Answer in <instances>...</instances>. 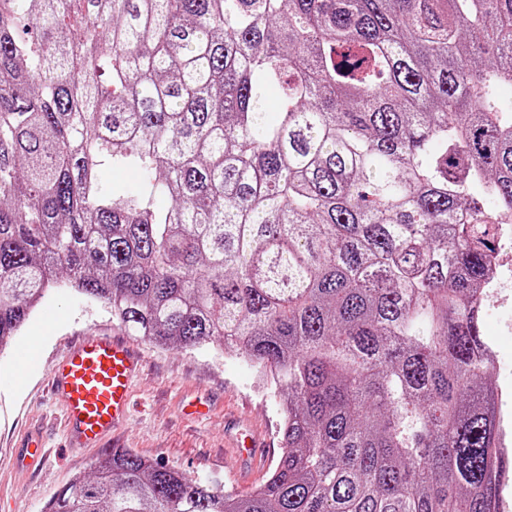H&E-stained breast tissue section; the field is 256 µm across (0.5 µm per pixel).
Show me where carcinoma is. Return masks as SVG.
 Wrapping results in <instances>:
<instances>
[{"mask_svg":"<svg viewBox=\"0 0 512 512\" xmlns=\"http://www.w3.org/2000/svg\"><path fill=\"white\" fill-rule=\"evenodd\" d=\"M505 86L512 0H0V351L62 278L283 394L250 493L114 448L47 512H501ZM504 253L498 251L492 257L493 275L488 285L491 288L489 298L498 297L499 300L507 295V300L499 302L498 306H492L496 299H488L485 302L482 312L481 331L484 340L493 345L497 340H501L506 347H510V337L512 336V282L509 288H504L502 297H499L498 288L504 287L507 282L511 281L512 273L506 268L503 262Z\"/></svg>","mask_w":512,"mask_h":512,"instance_id":"1","label":"carcinoma"}]
</instances>
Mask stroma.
Instances as JSON below:
<instances>
[{"mask_svg":"<svg viewBox=\"0 0 512 512\" xmlns=\"http://www.w3.org/2000/svg\"><path fill=\"white\" fill-rule=\"evenodd\" d=\"M506 301L485 304L481 331L487 343L512 341V287ZM123 328L104 303L74 290H54L0 353V374L12 370L15 349L33 345L37 366L9 389H0V512H45L48 500L75 477L90 475L102 452L126 448L152 461L175 466L226 492L244 494L267 480L277 457L237 468L224 461V445L239 416H249L272 448H279L283 396L257 365L243 364L217 345L161 349L135 346L144 360L132 394L130 421L96 448L72 450L47 377L65 350L80 337L119 334ZM44 436L47 460L19 468L13 453L31 432Z\"/></svg>","mask_w":512,"mask_h":512,"instance_id":"obj_1","label":"stroma"}]
</instances>
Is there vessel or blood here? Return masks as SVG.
Returning a JSON list of instances; mask_svg holds the SVG:
<instances>
[{
    "label": "vessel or blood",
    "mask_w": 512,
    "mask_h": 512,
    "mask_svg": "<svg viewBox=\"0 0 512 512\" xmlns=\"http://www.w3.org/2000/svg\"><path fill=\"white\" fill-rule=\"evenodd\" d=\"M140 366L132 341L125 337H85L69 348L48 383L59 403L70 448L100 445L126 421ZM261 447L258 435L248 428L231 442L229 457L248 460L256 457ZM45 456L40 437L30 435L16 460L33 466Z\"/></svg>",
    "instance_id": "b4317fda"
}]
</instances>
